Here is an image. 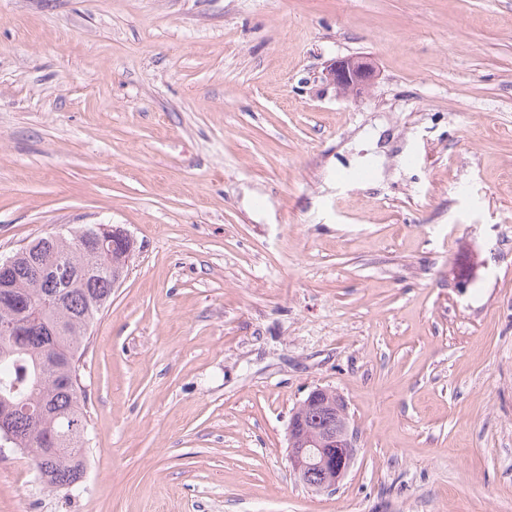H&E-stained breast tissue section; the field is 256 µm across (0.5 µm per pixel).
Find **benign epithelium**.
<instances>
[{"label": "benign epithelium", "instance_id": "1", "mask_svg": "<svg viewBox=\"0 0 512 512\" xmlns=\"http://www.w3.org/2000/svg\"><path fill=\"white\" fill-rule=\"evenodd\" d=\"M377 71L367 58L341 57L326 70V79L347 94L361 95ZM130 238L119 227L100 224L91 238L105 246L110 236ZM288 458L295 478L316 492H334L352 468L357 434L350 428L345 401L333 389L317 387L293 412L287 428Z\"/></svg>", "mask_w": 512, "mask_h": 512}]
</instances>
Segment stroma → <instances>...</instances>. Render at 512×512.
<instances>
[{"label":"stroma","mask_w":512,"mask_h":512,"mask_svg":"<svg viewBox=\"0 0 512 512\" xmlns=\"http://www.w3.org/2000/svg\"><path fill=\"white\" fill-rule=\"evenodd\" d=\"M90 224L135 252L86 473L0 449V512H512V0H0V257ZM318 386L333 493L288 460ZM376 77L375 66L368 58H337L326 70L327 80L343 93L356 96L365 93ZM295 478L316 492H334L352 468L357 434L336 390L316 387L293 412L287 428Z\"/></svg>","instance_id":"obj_1"}]
</instances>
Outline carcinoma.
<instances>
[{
	"label": "carcinoma",
	"mask_w": 512,
	"mask_h": 512,
	"mask_svg": "<svg viewBox=\"0 0 512 512\" xmlns=\"http://www.w3.org/2000/svg\"><path fill=\"white\" fill-rule=\"evenodd\" d=\"M89 228L45 237L30 255L16 253L14 288L0 292V325L29 312L18 336L0 335V407L19 400L29 410L10 422L12 447L28 452L49 490L78 485L86 469L88 421L79 367L95 317L112 298L117 264L130 242L102 251L86 241ZM70 434L52 448L49 438Z\"/></svg>",
	"instance_id": "cac0c4a2"
}]
</instances>
